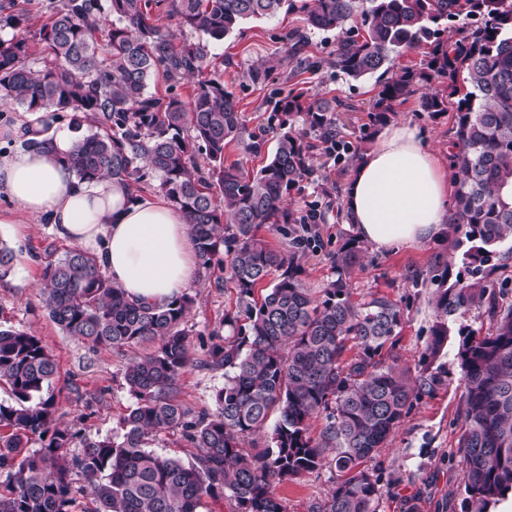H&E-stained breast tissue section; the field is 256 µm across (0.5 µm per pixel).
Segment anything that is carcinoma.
<instances>
[{
	"instance_id": "carcinoma-1",
	"label": "carcinoma",
	"mask_w": 512,
	"mask_h": 512,
	"mask_svg": "<svg viewBox=\"0 0 512 512\" xmlns=\"http://www.w3.org/2000/svg\"><path fill=\"white\" fill-rule=\"evenodd\" d=\"M161 2L54 0L48 21L31 34L28 13L0 6V29L21 30L0 38V106L96 119L99 131L80 138L68 157L78 178L134 185L158 177L188 224L199 265L224 273L217 286L232 285L236 309L221 322L228 333L213 331L196 362L183 327L194 304L189 293L164 306L134 302L112 285L96 256L76 248L45 265L44 307L66 335L94 351L150 349L123 366L135 403L118 431L88 438L56 418L57 365L42 339L0 326V386L10 394L0 401V512H75L80 493L93 504L85 512H200L204 499L225 496L237 512H285L276 485L319 469L331 451V464L347 477L318 512H370L379 480L362 464L397 431L414 393L407 372L382 355L400 333L404 311L384 295L352 302V273L366 246L349 233L336 251V278L317 296L306 288L301 258L312 248V225L327 215L316 205L302 211L284 204L312 174L316 144L328 155L343 145L334 120L341 102L304 105L287 95L249 132L220 78L181 97L182 80L206 67L208 42L294 4L169 0L167 14L183 30L207 36L204 43L179 40L163 27L154 16ZM462 17L479 24L445 39L448 25ZM307 24L345 32L332 60L336 73L354 81L378 75L370 125L387 123L416 94L431 115L455 112L457 151L448 154L452 255L433 278L428 355L459 337L464 491L473 512H488L512 493V288L491 279L512 257V0H369L361 11L357 0H312ZM286 39L290 74L314 70L305 36L292 31ZM423 45L420 68L388 76L393 56ZM159 76L167 83L160 97L148 91ZM434 83L443 89L419 93ZM296 117L316 143L295 130ZM270 134L273 151L256 171L226 162L229 144L242 143L253 155ZM268 224L284 225L293 251L283 253L259 235ZM456 258L462 270L453 276ZM483 306L494 320L485 335L459 322ZM349 342L359 353L345 359ZM191 366L224 377L213 405L199 411L174 398ZM273 411L270 445L251 451L245 442ZM319 417L324 426L314 438L311 422ZM171 431L196 450L191 461L150 449Z\"/></svg>"
}]
</instances>
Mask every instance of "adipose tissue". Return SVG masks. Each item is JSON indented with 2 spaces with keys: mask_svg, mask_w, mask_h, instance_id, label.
Here are the masks:
<instances>
[{
  "mask_svg": "<svg viewBox=\"0 0 512 512\" xmlns=\"http://www.w3.org/2000/svg\"><path fill=\"white\" fill-rule=\"evenodd\" d=\"M76 137L57 134L40 149L0 154V193L30 218L53 224L67 243L96 255L115 287L145 305H163L193 284L198 258L183 215L165 198L132 195L127 184L79 180L67 157ZM448 172L411 123L389 125L357 159L344 209L376 249L435 236L448 218Z\"/></svg>",
  "mask_w": 512,
  "mask_h": 512,
  "instance_id": "obj_1",
  "label": "adipose tissue"
}]
</instances>
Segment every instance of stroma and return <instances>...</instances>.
<instances>
[{
	"label": "stroma",
	"instance_id": "obj_1",
	"mask_svg": "<svg viewBox=\"0 0 512 512\" xmlns=\"http://www.w3.org/2000/svg\"><path fill=\"white\" fill-rule=\"evenodd\" d=\"M296 2L297 9L247 21L224 41L211 44L208 70L221 74L234 92L250 131L257 128L280 95L292 90L310 98L336 97L351 103V110H336L335 117L344 128V139L352 145V152L337 161L322 150H314V175L300 181L288 197L295 209L313 203L337 207L342 203V195H325L322 181L327 178L346 186L356 153L375 147L377 140L367 137L364 125L379 86L372 78L354 82L337 75L330 64L337 33L309 29L301 9L305 0ZM296 29L305 33L306 52L318 62L319 68L292 78L281 64L289 51L283 36ZM264 61L274 65V73L266 83L253 84L247 76L248 69ZM394 119L425 129L430 147L440 159H447L448 147L453 142L452 112L431 116L421 111L413 97L397 106ZM346 230V225L333 217L320 225V244L303 260L302 279L307 288L320 290L332 279L333 255L343 243ZM0 241L14 254L10 273L0 278V324L32 332L48 347L58 367L53 381L57 414L65 424L90 437L112 433L120 417L134 404L122 379V367L131 356L130 351L90 350L65 335L49 318L42 303V270L68 250V243L56 235L53 225L24 219L17 205L2 194ZM447 262L448 234L443 231L418 245L391 250L368 248L362 268L353 276L354 301L363 302L376 294L402 306L404 324L388 355L399 369L428 380L391 444L366 463L379 478L373 512H468L463 485L465 461L458 447L464 408L462 374L456 360L458 337H450L434 361L422 358L432 340L431 279L441 273ZM190 293L194 305L186 328L193 356L200 360L212 331L219 327L225 312L235 308L236 294L233 289L216 287L213 275L202 271L198 272ZM223 383L221 374L191 367L182 375L175 397L191 408L208 406ZM77 387L97 395L93 407H86L84 401L76 398L73 390ZM338 480L336 469L326 465L277 485L275 493L286 512H317Z\"/></svg>",
	"mask_w": 512,
	"mask_h": 512
}]
</instances>
